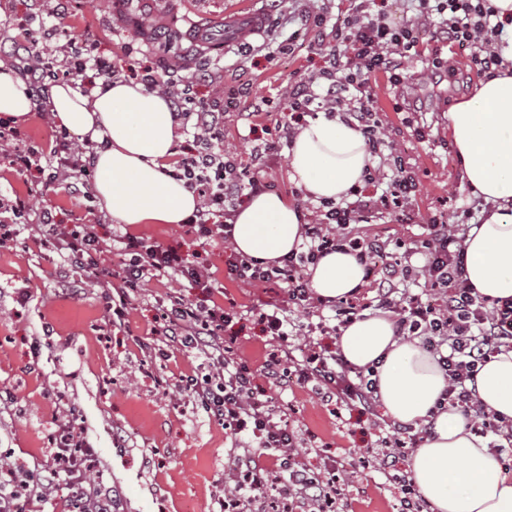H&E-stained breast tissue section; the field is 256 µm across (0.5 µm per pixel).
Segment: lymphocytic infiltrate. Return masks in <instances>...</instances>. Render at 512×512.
Listing matches in <instances>:
<instances>
[{
  "label": "lymphocytic infiltrate",
  "instance_id": "f902f5d3",
  "mask_svg": "<svg viewBox=\"0 0 512 512\" xmlns=\"http://www.w3.org/2000/svg\"><path fill=\"white\" fill-rule=\"evenodd\" d=\"M416 10L436 37L467 51L478 71L502 66L497 43L502 39L504 24L496 20L490 0H416ZM355 11V17L337 30L339 46L325 52L318 76L289 82L284 134H293L305 118L335 111L347 102L351 105L349 122L363 132L369 149L377 148L380 121L368 77L381 72L391 85H403V61L419 55L420 40L415 24L391 23L385 12L372 11L368 0H360ZM14 48L26 52L29 61L22 67L21 77L38 111L47 112L51 84L57 79L55 70L43 61L42 49L29 37L15 41ZM251 96V86L241 84L230 87L223 97L195 100L190 108L185 105L186 90L170 97L174 120L190 129L193 141L181 147L169 174L184 181L201 200L185 220L197 239L207 241L218 236L231 241L236 201L267 188L256 172L273 150V143L258 141L245 154L223 146L225 112L242 104L246 107L242 120L253 121L255 113L247 108ZM49 158L56 161L53 177L57 180L79 182L94 170L92 156L75 150L64 133L56 138L51 150L31 147L14 151L11 163L38 178L44 175V163ZM219 169L224 172L223 178L213 179V171ZM391 171L387 190H380V178L372 172L362 185L351 189L348 199L329 204L322 223L306 225L300 249L283 257L280 265L269 267L235 253L229 254L226 263L227 274L240 282H280L286 286L285 307L260 315L265 333L278 344L265 362L266 378L276 381L294 376L300 384L317 387L324 400H337L370 419L379 414L375 379L362 374L357 380H349L340 371L342 354L318 342H309L301 356H294L288 347L286 313H307L316 308L319 299L303 272L325 253L345 247L362 261L384 254L385 242L350 236L349 228L363 221L366 214L403 209L415 195V171L398 157ZM0 209L15 215H34L37 224L50 227L49 243L62 253L70 268L103 272L104 255L111 245L99 237L94 225L85 224L78 230L56 226L51 210H34L29 199L21 197L0 199ZM120 242L126 256L121 272L126 291H137L145 282L171 272L184 274L197 287L209 285L208 273L177 249L131 236L121 237ZM416 255L424 259L420 270L427 291L422 295L399 290L400 283L413 271L410 260ZM372 275L378 305L393 313L397 334L422 337L437 353V362L448 378L443 403L469 417L476 434L491 433L512 443V423L500 420L487 424L488 414L475 394L479 365L512 350V300L490 305L477 295L465 277L462 244L441 219L430 224L425 238L405 249L402 261L382 264L373 269ZM230 320V313L221 306L198 305L179 297L172 299L164 315L171 341L204 355L211 368L202 377L190 378L187 389L206 412L230 424L240 447L230 459L232 472L240 476L233 497L236 506L246 512L271 489L276 492L271 503L275 512H315L316 505L334 504L338 495L335 482L300 459L298 434L267 402L256 398L251 368L225 357L223 331ZM388 426L390 436L382 439L380 447L368 449L367 454L379 469L388 471L393 492L400 498L406 481L398 474L399 464L416 445L420 431L393 420ZM82 432V425L73 421L61 427L52 464L40 470L38 477L0 465V512H14L17 489L45 490L67 482L74 474L94 469L96 455L87 448Z\"/></svg>",
  "mask_w": 512,
  "mask_h": 512
}]
</instances>
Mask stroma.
Masks as SVG:
<instances>
[{"mask_svg": "<svg viewBox=\"0 0 512 512\" xmlns=\"http://www.w3.org/2000/svg\"><path fill=\"white\" fill-rule=\"evenodd\" d=\"M53 0L36 6L33 0H0V17L10 18L14 33L30 32L45 40L48 30L67 32L75 43L93 41L99 55L119 71L121 79L140 81L145 67L159 80L192 84L198 97L221 96L225 84L247 79L264 98L267 127L282 119L289 79L315 73L323 64L314 54L317 43H331L334 28L350 16L351 0H134L132 17L148 15L164 24L168 37L140 38L115 24L118 0H81L79 9L54 13ZM276 10L278 23L269 25L264 45L293 40L292 53L267 61L263 52L245 54L232 49L222 57L189 55L188 66L173 59L188 46L186 32L193 25H212L229 10ZM320 13L324 27L302 26L298 15ZM450 80L434 81L424 58L408 61V88L390 86L385 74L371 78L384 143L372 155L374 167L389 174L391 156H402L418 175L420 186L407 206L409 219L379 211L354 226L355 235L390 243L392 258L402 254L395 240L411 243L425 237L433 217L447 216L457 238L470 230L464 212L471 209L485 220L489 209L465 182L448 130V111L470 98L482 79L472 70L467 52L442 51ZM407 101L400 112L396 102ZM425 138H418L417 128ZM289 142L278 138L261 177L271 192L298 203L304 223L318 218L315 202L304 199L289 178ZM29 196L34 205L52 209L56 223L66 227L96 225L100 236L127 233L164 246L196 254L216 288L234 299L228 326L235 341L226 343L228 357L261 369L275 342L262 332L255 307L280 298L277 286H247L225 272V245L214 241L198 245L181 224H115L106 208L87 187L68 189L46 179H27L0 159V196ZM44 235L38 224L25 226L14 241L0 244V453L13 465L31 471L51 464L50 436L59 425L76 419L97 456L88 495L107 494L115 512H215L218 497L226 493L229 457L234 438L222 421L197 406L184 378L207 370L203 358L172 343L162 314L171 297L203 300L200 289L169 275L145 283L131 294L124 320L113 321L105 294L119 288L113 271L123 257L107 256L109 277L73 273L60 254L40 246ZM164 349L167 359L156 357ZM258 399L271 401L308 446L311 467L344 464L340 481L341 512H399L400 503L385 477L363 460L365 448L387 433L386 424L372 425L357 410L337 409L310 388L286 380L262 384Z\"/></svg>", "mask_w": 512, "mask_h": 512, "instance_id": "stroma-1", "label": "stroma"}]
</instances>
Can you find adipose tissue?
<instances>
[{"instance_id":"ef3b65f1","label":"adipose tissue","mask_w":512,"mask_h":512,"mask_svg":"<svg viewBox=\"0 0 512 512\" xmlns=\"http://www.w3.org/2000/svg\"><path fill=\"white\" fill-rule=\"evenodd\" d=\"M500 53L509 68L482 80L448 112L463 177L494 206L463 243L467 280L492 300L512 299V40ZM32 109L22 79L0 64V114L23 123ZM50 110L59 126L102 142L95 154L97 191L116 223L180 224L196 210L198 196L165 172L175 131L166 96L133 81L87 92L61 83L51 90ZM289 158L291 181L304 199L318 202L341 199L371 166L364 135L339 118L303 126ZM302 232L299 205L266 192L238 208L232 243L237 253L275 263L298 250ZM310 272L315 294L327 301L350 295L365 277L355 254L341 250L325 254ZM337 345L353 366L375 367L386 414L408 426H430L409 473L434 512H512V474L471 434L462 413L438 407L447 382L418 340L398 336L393 320L378 313L347 326ZM476 390L487 412L512 422V351L481 367Z\"/></svg>"}]
</instances>
